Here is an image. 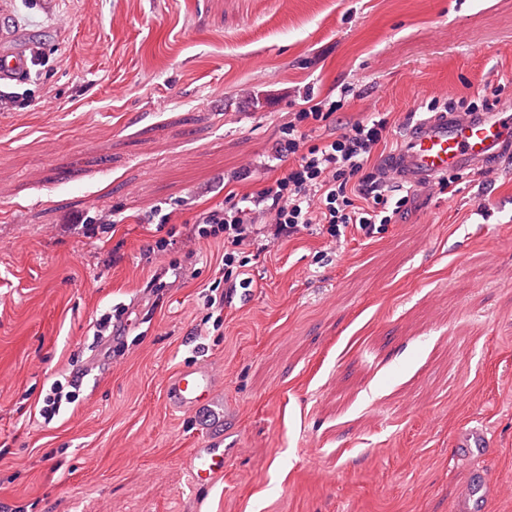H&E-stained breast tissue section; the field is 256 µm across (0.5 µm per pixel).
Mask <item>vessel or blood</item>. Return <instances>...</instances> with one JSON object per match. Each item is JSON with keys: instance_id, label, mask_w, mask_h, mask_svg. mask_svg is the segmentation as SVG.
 I'll return each instance as SVG.
<instances>
[{"instance_id": "b4317fda", "label": "vessel or blood", "mask_w": 512, "mask_h": 512, "mask_svg": "<svg viewBox=\"0 0 512 512\" xmlns=\"http://www.w3.org/2000/svg\"><path fill=\"white\" fill-rule=\"evenodd\" d=\"M20 41L15 29H0V84L21 80L27 73V56ZM511 158V112H437L406 130L383 168L399 185L415 187L436 182L451 172L486 171ZM166 396L169 404L183 413L204 406L218 417L226 410L223 382L208 364L182 369L168 377ZM456 446L461 454L470 456L484 452L490 440L482 428L472 427L458 436ZM223 472L222 448L193 450L189 473L195 484H211Z\"/></svg>"}]
</instances>
